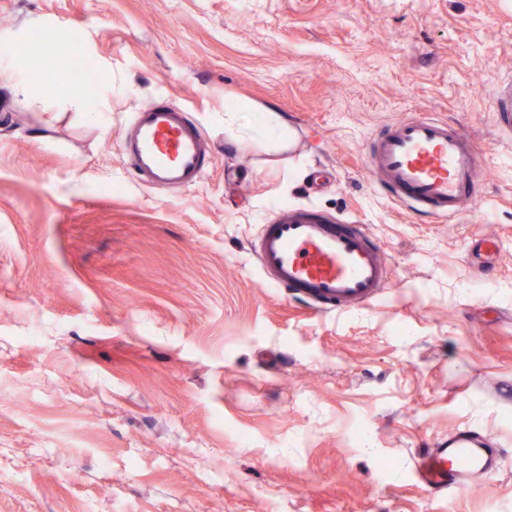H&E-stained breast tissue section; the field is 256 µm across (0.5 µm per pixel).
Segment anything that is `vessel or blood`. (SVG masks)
<instances>
[{"mask_svg":"<svg viewBox=\"0 0 512 512\" xmlns=\"http://www.w3.org/2000/svg\"><path fill=\"white\" fill-rule=\"evenodd\" d=\"M493 104L502 132H512V81L495 86ZM123 155L145 183L182 188L203 177L210 159L186 111L159 100L135 112ZM369 160L379 188L411 210L448 217L478 201L473 189L480 159L448 121L420 117L391 124L374 141ZM248 252L264 283L319 314L366 306L388 284V258L365 225L334 222L310 209L286 210L262 225ZM491 442L481 429L455 427L415 455L413 475L437 495L474 490L503 467Z\"/></svg>","mask_w":512,"mask_h":512,"instance_id":"b4317fda","label":"vessel or blood"}]
</instances>
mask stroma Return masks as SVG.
I'll list each match as a JSON object with an SVG mask.
<instances>
[{
    "label": "stroma",
    "mask_w": 512,
    "mask_h": 512,
    "mask_svg": "<svg viewBox=\"0 0 512 512\" xmlns=\"http://www.w3.org/2000/svg\"><path fill=\"white\" fill-rule=\"evenodd\" d=\"M51 34L101 75L92 112L0 89V512H512V0H0V57ZM164 98L213 148L171 192L121 159ZM245 104L225 119L230 104ZM290 150L258 142L256 114ZM447 120L480 201L438 218L384 195L368 153ZM366 225L391 283L319 315L247 244L285 209ZM480 254L488 276L466 258ZM470 424L505 453L473 491L412 472ZM493 104L499 127L508 135L512 130V81L495 86Z\"/></svg>",
    "instance_id": "1"
}]
</instances>
